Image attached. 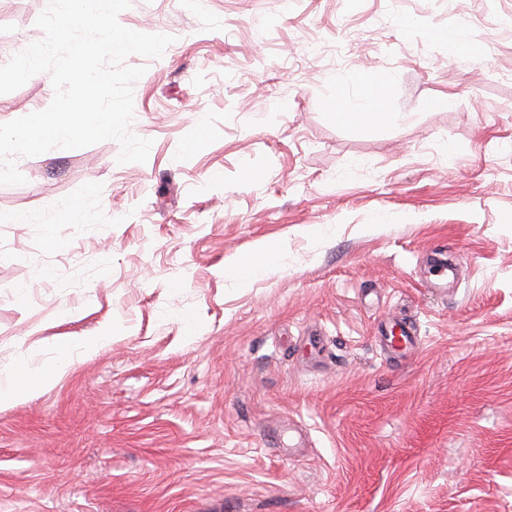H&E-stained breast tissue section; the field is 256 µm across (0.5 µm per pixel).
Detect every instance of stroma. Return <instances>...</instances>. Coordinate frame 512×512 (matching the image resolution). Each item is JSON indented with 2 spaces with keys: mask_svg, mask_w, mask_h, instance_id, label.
I'll list each match as a JSON object with an SVG mask.
<instances>
[{
  "mask_svg": "<svg viewBox=\"0 0 512 512\" xmlns=\"http://www.w3.org/2000/svg\"><path fill=\"white\" fill-rule=\"evenodd\" d=\"M45 8L0 0V65ZM119 21L175 38L127 60L147 161L105 140L0 186V383L69 361L0 404V512H512V0H131ZM359 73L387 134L333 116ZM53 96L37 74L0 121ZM440 259L456 277L428 287Z\"/></svg>",
  "mask_w": 512,
  "mask_h": 512,
  "instance_id": "obj_1",
  "label": "stroma"
}]
</instances>
